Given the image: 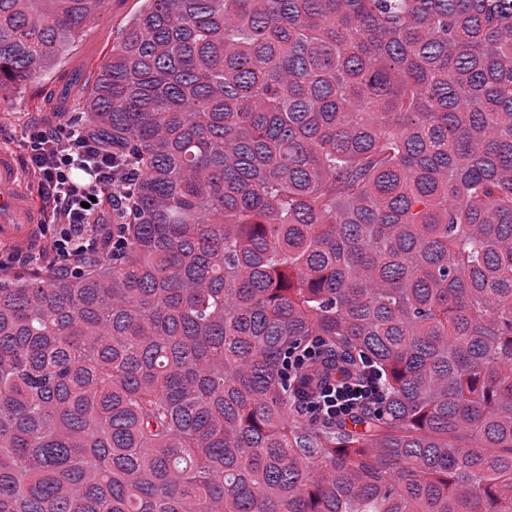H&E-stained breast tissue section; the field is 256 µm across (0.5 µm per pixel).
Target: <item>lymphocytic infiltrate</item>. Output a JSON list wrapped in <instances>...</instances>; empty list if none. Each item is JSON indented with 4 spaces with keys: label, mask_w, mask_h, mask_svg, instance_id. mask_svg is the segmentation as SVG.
<instances>
[{
    "label": "lymphocytic infiltrate",
    "mask_w": 512,
    "mask_h": 512,
    "mask_svg": "<svg viewBox=\"0 0 512 512\" xmlns=\"http://www.w3.org/2000/svg\"><path fill=\"white\" fill-rule=\"evenodd\" d=\"M26 138V169L37 181L49 210L43 226L47 240L35 253L11 250L8 263L45 261L72 275L83 264L111 255L118 229L100 223L99 217L105 206L121 205L127 186L136 178L135 170L113 155L111 148L74 125H36ZM336 359V351L318 337L289 353V375L314 364L329 370L311 388L298 390V413L333 422L375 410L384 402L383 376L371 360H362L358 368L336 376L332 373Z\"/></svg>",
    "instance_id": "lymphocytic-infiltrate-1"
}]
</instances>
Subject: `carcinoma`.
<instances>
[{"mask_svg":"<svg viewBox=\"0 0 512 512\" xmlns=\"http://www.w3.org/2000/svg\"><path fill=\"white\" fill-rule=\"evenodd\" d=\"M104 0H0V99ZM61 100L126 246L0 281V512H512V0H143ZM387 399L289 417L288 351Z\"/></svg>","mask_w":512,"mask_h":512,"instance_id":"carcinoma-1","label":"carcinoma"}]
</instances>
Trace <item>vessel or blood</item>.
I'll use <instances>...</instances> for the list:
<instances>
[{"mask_svg": "<svg viewBox=\"0 0 512 512\" xmlns=\"http://www.w3.org/2000/svg\"><path fill=\"white\" fill-rule=\"evenodd\" d=\"M45 222L29 175L12 152L0 148V246L40 248V227Z\"/></svg>", "mask_w": 512, "mask_h": 512, "instance_id": "1", "label": "vessel or blood"}]
</instances>
